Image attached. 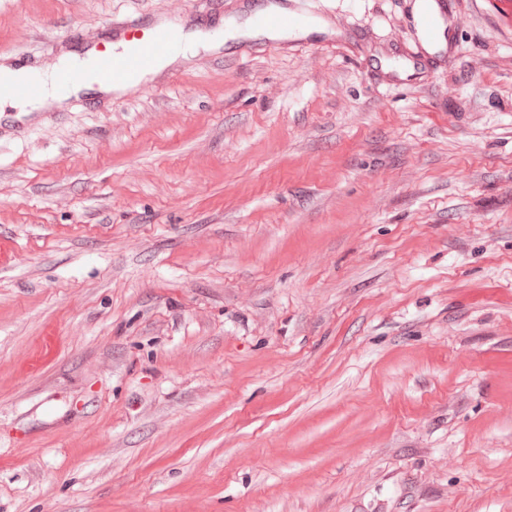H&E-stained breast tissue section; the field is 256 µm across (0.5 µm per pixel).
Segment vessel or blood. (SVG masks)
Wrapping results in <instances>:
<instances>
[{
    "instance_id": "b4317fda",
    "label": "vessel or blood",
    "mask_w": 512,
    "mask_h": 512,
    "mask_svg": "<svg viewBox=\"0 0 512 512\" xmlns=\"http://www.w3.org/2000/svg\"><path fill=\"white\" fill-rule=\"evenodd\" d=\"M460 21L455 6L436 7L423 12L418 26L426 42L433 46H452L453 35ZM172 34L164 29L148 32H133L127 39L120 56H99L93 72L95 78L102 82H114L149 65L158 55L172 49ZM41 85L37 77L15 84L0 83V98H29L39 94Z\"/></svg>"
}]
</instances>
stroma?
<instances>
[{
  "label": "stroma",
  "instance_id": "stroma-1",
  "mask_svg": "<svg viewBox=\"0 0 512 512\" xmlns=\"http://www.w3.org/2000/svg\"><path fill=\"white\" fill-rule=\"evenodd\" d=\"M0 0L46 75L208 31L122 95L0 115V512H512V0ZM451 1L448 0L447 11L439 2H435V10L428 11H425L426 3H418L415 5L414 13L415 20L423 13L418 21V26L425 42L433 46H447L448 54L455 47L453 35L460 25L458 13ZM261 12L265 14L277 13L267 14L263 17L262 22L269 29H279L287 26L300 28L305 24V20L298 15H288V17L281 15L286 13V9L275 3L266 5Z\"/></svg>",
  "mask_w": 512,
  "mask_h": 512
}]
</instances>
